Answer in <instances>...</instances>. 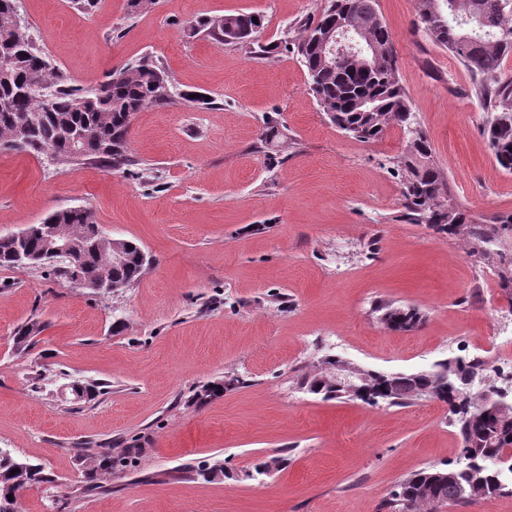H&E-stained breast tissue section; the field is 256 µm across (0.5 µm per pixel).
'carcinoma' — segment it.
Listing matches in <instances>:
<instances>
[{
  "label": "carcinoma",
  "mask_w": 512,
  "mask_h": 512,
  "mask_svg": "<svg viewBox=\"0 0 512 512\" xmlns=\"http://www.w3.org/2000/svg\"><path fill=\"white\" fill-rule=\"evenodd\" d=\"M18 13L17 0H0V31L11 24ZM349 16L365 36L366 45L374 49V66L364 70L354 61L341 60L333 65L324 62L318 35L336 25V18ZM419 20L426 34L448 49L475 76L497 72L503 59L512 52V0H419ZM243 26L239 15L199 19L189 26L188 36L202 32L222 44L237 39ZM293 52L306 67L309 89L330 122L345 134L362 142L376 141L387 128L397 125L406 135L400 158L403 178L402 195L410 218L452 236L463 234L472 244H486L502 231H512V217L492 218L476 224L453 199L447 197L446 177L433 159L429 138L418 125L409 95L400 81L398 56L388 27L379 17L377 0H326L319 18L300 24L298 37L291 41ZM11 60L6 75L0 74V99L10 100V107L0 111V144L20 153L41 155L67 165L69 141L77 133L85 143L83 159H92L103 167L119 170L133 165L128 151L132 116L144 109L163 107L181 99L196 106L209 101L202 95L194 98L180 91L166 69L144 56L137 62L109 71L94 85L75 83L60 68L52 65L36 42L32 27L12 37L0 50ZM474 97L491 112L486 135L497 164L512 172V85L474 84ZM36 116L31 144L15 145L12 130L15 122ZM45 223L61 238L81 236L89 247L83 252L61 256L53 272L70 278L78 273L87 276L111 263L110 250L93 246L96 220L88 209H63L50 214ZM127 262L114 270L119 280L130 285L142 275L137 256L142 246L128 241ZM21 248L30 254L40 252V239L18 242L0 236V267L14 266L12 254ZM377 311L385 316L387 326L411 331L423 320L419 310L381 304ZM41 324L29 321L15 333L17 350L31 346ZM493 366L480 357L456 355L434 362L427 373L417 377L408 371L397 372L390 392L382 395L390 407H403L427 396L439 383V374L448 377L451 423L461 438L457 473L443 479L441 468L415 471L402 479L397 488L380 504V512H422L433 508L461 505L472 500L491 501L512 495V481L502 478V471L512 473V460L492 465L512 446V405L497 415L486 413L481 377H491ZM306 392L324 400H346L338 390L334 394L321 390L318 376L300 383ZM23 459L0 454V502L8 512H18L20 492L49 479L35 464L22 466ZM15 474H10L11 470Z\"/></svg>",
  "instance_id": "carcinoma-1"
}]
</instances>
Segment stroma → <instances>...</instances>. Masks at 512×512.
I'll return each mask as SVG.
<instances>
[{"mask_svg":"<svg viewBox=\"0 0 512 512\" xmlns=\"http://www.w3.org/2000/svg\"><path fill=\"white\" fill-rule=\"evenodd\" d=\"M399 74L448 190L470 218L512 214V173L484 134L473 76L421 27L417 0H377ZM324 0H18L51 62L89 85L143 56L209 96L135 115L133 166H58L0 146V235L72 207L152 266L129 288H71L44 269L0 268V448L42 464L19 512H379L400 480L456 461L446 404L325 401L299 386L328 355L415 371L495 344L512 354V237L481 254L405 216L400 127L364 143L331 124L286 39ZM262 17L255 42L186 37L201 18ZM261 45L273 54L258 53ZM281 139L262 146L267 125ZM381 303L421 311L387 328ZM43 330L26 353L15 330ZM240 385L204 403L202 386ZM95 385L74 401L72 381ZM138 443L126 466L88 458ZM286 463L250 478L256 463Z\"/></svg>","mask_w":512,"mask_h":512,"instance_id":"35a3bbf8","label":"stroma"}]
</instances>
